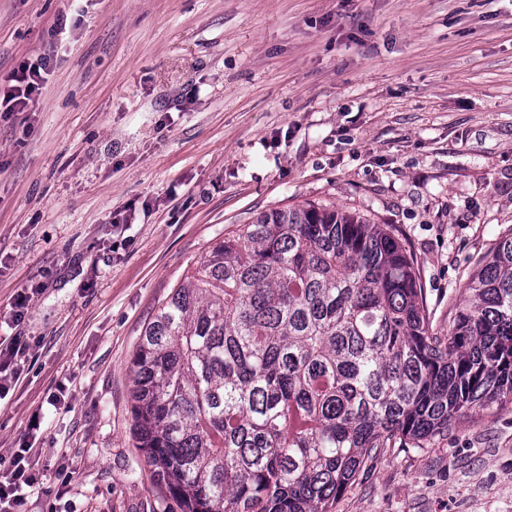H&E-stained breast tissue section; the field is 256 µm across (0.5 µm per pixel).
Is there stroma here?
<instances>
[{
    "label": "stroma",
    "mask_w": 512,
    "mask_h": 512,
    "mask_svg": "<svg viewBox=\"0 0 512 512\" xmlns=\"http://www.w3.org/2000/svg\"><path fill=\"white\" fill-rule=\"evenodd\" d=\"M44 54L33 111L0 115V350L29 346L0 459L31 450L23 512H173L131 360L256 214L389 225L440 336L512 235V0H0V73ZM333 512H512V400L365 465Z\"/></svg>",
    "instance_id": "stroma-1"
}]
</instances>
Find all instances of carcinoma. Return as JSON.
<instances>
[{
	"mask_svg": "<svg viewBox=\"0 0 512 512\" xmlns=\"http://www.w3.org/2000/svg\"><path fill=\"white\" fill-rule=\"evenodd\" d=\"M133 376L139 450L180 512H333L365 462L512 396V237L441 338L398 236L324 204L262 212L158 308Z\"/></svg>",
	"mask_w": 512,
	"mask_h": 512,
	"instance_id": "carcinoma-1",
	"label": "carcinoma"
}]
</instances>
